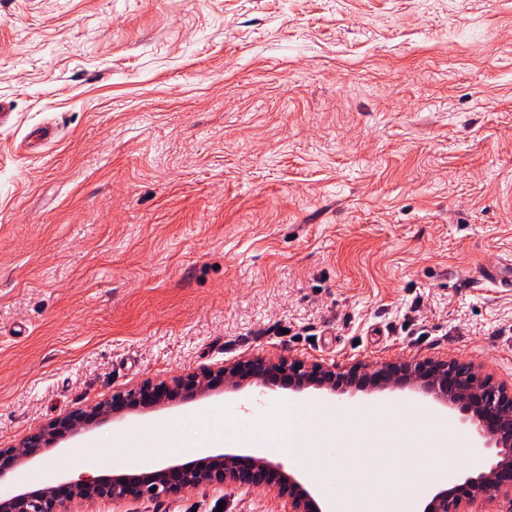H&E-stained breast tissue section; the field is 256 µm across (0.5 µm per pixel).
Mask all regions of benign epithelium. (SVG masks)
Masks as SVG:
<instances>
[{
    "mask_svg": "<svg viewBox=\"0 0 512 512\" xmlns=\"http://www.w3.org/2000/svg\"><path fill=\"white\" fill-rule=\"evenodd\" d=\"M246 382L270 392L286 384L295 392L315 387L334 394L366 386L385 391L411 385L459 411L471 434L496 449L495 460L488 468L450 490L438 491L424 512H460L464 506L477 512L475 507L494 501L504 504L500 512H512V386L495 384L474 364L456 360L412 359L341 366L308 364L285 355H255L217 370L204 368L169 381L147 378L134 388L113 393L88 411H75L47 423L28 436L19 450L0 449V476L38 458L43 448L82 434L95 417L108 419L126 408L155 406L179 396H203L219 385L238 390ZM213 485L226 490L274 491L283 501L281 512H320L311 493L294 474L264 457L235 453L191 465H168L137 477H81L0 496V512H74L77 506L98 501L119 504L129 499L155 500L181 490Z\"/></svg>",
    "mask_w": 512,
    "mask_h": 512,
    "instance_id": "1",
    "label": "benign epithelium"
}]
</instances>
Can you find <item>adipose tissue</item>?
I'll list each match as a JSON object with an SVG mask.
<instances>
[{"label":"adipose tissue","instance_id":"obj_1","mask_svg":"<svg viewBox=\"0 0 512 512\" xmlns=\"http://www.w3.org/2000/svg\"><path fill=\"white\" fill-rule=\"evenodd\" d=\"M298 411L297 401L282 403L276 415L275 434L251 436L244 439V447L291 456L307 455L317 444L318 436L299 420ZM408 415L413 430L403 432L393 442L379 440V446L373 449V456L386 461L408 457L403 488H391L385 473H377L372 483L344 488L334 501L332 512H406L407 503L414 501L419 490L451 475L454 458L466 444L465 437L431 415L415 409L409 410Z\"/></svg>","mask_w":512,"mask_h":512}]
</instances>
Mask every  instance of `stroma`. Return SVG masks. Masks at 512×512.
<instances>
[{
    "label": "stroma",
    "mask_w": 512,
    "mask_h": 512,
    "mask_svg": "<svg viewBox=\"0 0 512 512\" xmlns=\"http://www.w3.org/2000/svg\"><path fill=\"white\" fill-rule=\"evenodd\" d=\"M0 448L147 378L252 355L454 359L512 383V0H0ZM291 391H219L93 422L13 476L101 475L165 425L209 454ZM303 399L374 407L394 393ZM220 410L222 423L209 420ZM273 463L320 505L346 424ZM369 480L370 471L357 470ZM220 487L96 512H279Z\"/></svg>",
    "instance_id": "35a3bbf8"
}]
</instances>
